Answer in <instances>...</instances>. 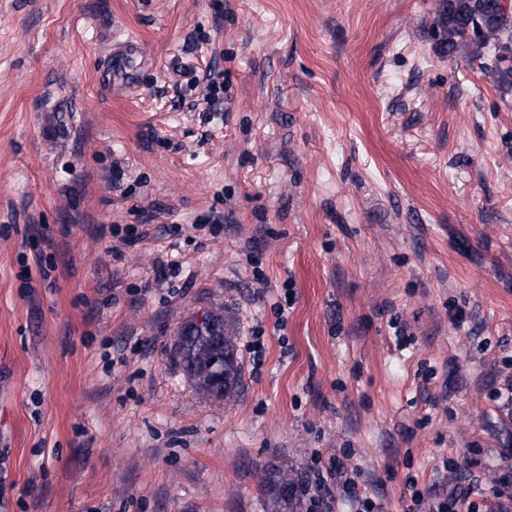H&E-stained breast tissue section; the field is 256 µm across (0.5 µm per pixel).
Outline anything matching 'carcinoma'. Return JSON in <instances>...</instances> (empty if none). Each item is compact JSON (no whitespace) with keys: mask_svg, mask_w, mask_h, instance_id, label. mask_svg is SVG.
<instances>
[{"mask_svg":"<svg viewBox=\"0 0 512 512\" xmlns=\"http://www.w3.org/2000/svg\"><path fill=\"white\" fill-rule=\"evenodd\" d=\"M483 26V44L512 39V14L502 13L499 0H444L438 29L442 51L453 57L479 49L474 39L477 24ZM497 83L512 88V59L498 56ZM178 363L197 392L210 399H222L238 384L240 366L234 337L224 326V317L207 312L203 318L184 322L176 336ZM259 487L266 512H298L299 479L281 465L267 471Z\"/></svg>","mask_w":512,"mask_h":512,"instance_id":"1","label":"carcinoma"}]
</instances>
